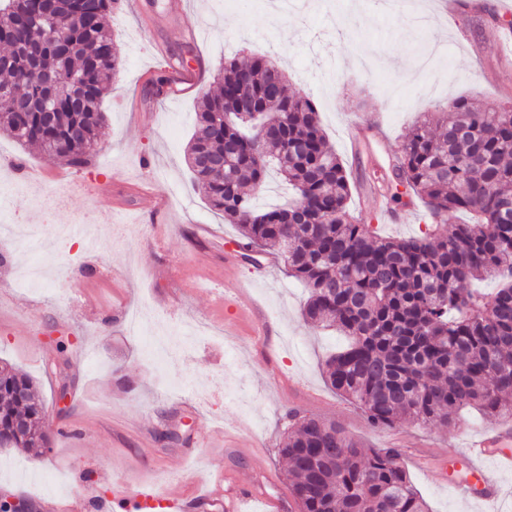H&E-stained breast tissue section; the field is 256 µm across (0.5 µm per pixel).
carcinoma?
Returning <instances> with one entry per match:
<instances>
[{
  "label": "carcinoma",
  "instance_id": "cac0c4a2",
  "mask_svg": "<svg viewBox=\"0 0 512 512\" xmlns=\"http://www.w3.org/2000/svg\"><path fill=\"white\" fill-rule=\"evenodd\" d=\"M122 0H5L0 33V133L33 143L70 167L89 165L120 56L109 18ZM58 26L57 50L35 37ZM201 99L186 162L206 203L238 226L245 250L272 248L308 290L303 318L334 327L348 344L325 362L330 387L385 429L402 420L455 424L476 407L512 417V106L461 95L405 138L390 201L423 203L444 234L384 236L350 210L344 162L327 144L314 102L290 95L262 57L217 70ZM276 169L297 198L259 209L251 188ZM495 277L492 295L477 284ZM280 455L298 512H427L397 448H372L335 421L290 411ZM55 431L33 381L0 370V444L47 449Z\"/></svg>",
  "mask_w": 512,
  "mask_h": 512
}]
</instances>
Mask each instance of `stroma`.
I'll return each mask as SVG.
<instances>
[{
    "mask_svg": "<svg viewBox=\"0 0 512 512\" xmlns=\"http://www.w3.org/2000/svg\"><path fill=\"white\" fill-rule=\"evenodd\" d=\"M436 2L408 0L405 11L389 12L383 0H306L273 15L262 0H183L179 14L171 0H150L145 18L135 0H124L112 17L120 73L104 101L107 127L90 164L74 169L0 135V223L45 229L41 242L20 250L0 240V366L29 375L54 427L64 430L39 457L0 448V484L13 498L28 500L33 512H69L89 488L144 476L188 494L206 483L211 500L191 512H224L217 501L236 478L264 486L257 512H278L289 499L278 448L295 409L339 422L367 446L401 449L431 512H512V470H496L501 493L491 504L463 498L454 485L465 475L459 458L469 437L497 418L467 409L451 428L375 430L326 384L324 362L345 337L303 319L305 290L288 278L277 252L265 254L261 275L239 261L235 227L190 186L186 148L196 101L216 82L173 96L141 81L156 66L142 49L149 34L172 56L200 54L215 69L267 53L285 70L289 92L316 103L351 179L379 185L391 179L421 113L462 94L512 103V73L502 72V48L488 36L512 28V14L500 0H463L450 22L438 17ZM431 45L443 53L420 71ZM358 120L381 123L385 146L368 143L352 154L347 132ZM14 160L51 181L21 184ZM351 208L384 235L418 236L430 223L421 206L407 210L403 223H389L374 199L358 194ZM92 236L100 241L95 251ZM145 298L168 329L206 322L223 339L198 337L155 366L126 319ZM256 307L268 316L258 347ZM257 453L261 471L253 465ZM435 461L444 464L446 482L426 477Z\"/></svg>",
    "mask_w": 512,
    "mask_h": 512,
    "instance_id": "stroma-1",
    "label": "stroma"
}]
</instances>
